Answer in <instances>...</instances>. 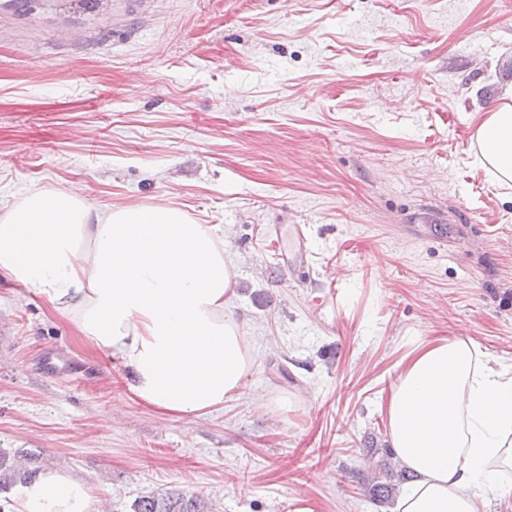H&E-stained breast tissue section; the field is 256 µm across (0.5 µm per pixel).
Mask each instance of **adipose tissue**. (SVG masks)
<instances>
[{
    "label": "adipose tissue",
    "instance_id": "ef3b65f1",
    "mask_svg": "<svg viewBox=\"0 0 512 512\" xmlns=\"http://www.w3.org/2000/svg\"><path fill=\"white\" fill-rule=\"evenodd\" d=\"M480 163L512 185V85L475 127ZM0 273L44 299L83 343L125 369L132 399L160 419L221 409L254 350L228 309L224 240L171 205L103 208L66 189L0 215ZM383 411L390 447L415 475L394 512H484L512 495V365L467 336H415ZM16 512H97L89 484L57 468L24 486Z\"/></svg>",
    "mask_w": 512,
    "mask_h": 512
}]
</instances>
